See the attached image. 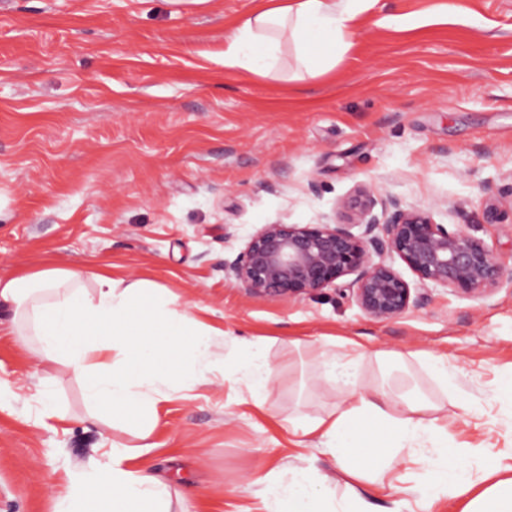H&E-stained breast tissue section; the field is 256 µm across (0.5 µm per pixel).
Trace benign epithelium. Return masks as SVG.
Returning a JSON list of instances; mask_svg holds the SVG:
<instances>
[{
    "label": "benign epithelium",
    "mask_w": 512,
    "mask_h": 512,
    "mask_svg": "<svg viewBox=\"0 0 512 512\" xmlns=\"http://www.w3.org/2000/svg\"><path fill=\"white\" fill-rule=\"evenodd\" d=\"M508 197L512 186L488 189V221L498 219ZM343 209L339 224L263 225L234 260L224 262V274L258 299L334 286L377 321L397 319L425 302V295L386 262L388 254L396 255L422 288L440 286L486 298L504 283L512 284V268L458 224H436L426 211L407 209L392 196L379 201L363 190ZM355 227L360 232H353ZM348 276L351 281L341 282Z\"/></svg>",
    "instance_id": "7a95c632"
}]
</instances>
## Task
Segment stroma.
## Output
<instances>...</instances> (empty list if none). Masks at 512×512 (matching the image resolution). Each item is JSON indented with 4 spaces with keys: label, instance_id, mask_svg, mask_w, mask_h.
Masks as SVG:
<instances>
[{
    "label": "stroma",
    "instance_id": "stroma-1",
    "mask_svg": "<svg viewBox=\"0 0 512 512\" xmlns=\"http://www.w3.org/2000/svg\"><path fill=\"white\" fill-rule=\"evenodd\" d=\"M270 0H0V271L84 265L168 289L175 308L218 329L214 381L159 403L142 463L190 512H262L259 475L319 470L336 498L389 512L431 460H396L383 483L337 470L295 435L346 386L312 351L364 358L361 384L424 391L448 444L481 476L512 465V290L485 299L428 286L393 321L366 317L334 288L249 297L224 274L266 224H332L357 189L460 224L512 263V219L487 223L485 189L512 183V0H377L330 71L296 78L291 45L271 79L224 66L227 37ZM407 15L405 26L384 25ZM0 310V512H54L52 481L130 430L89 418L83 384L57 369L45 418L37 359ZM263 342L274 381L255 404L235 366ZM401 354L386 367L376 354ZM448 361L440 391L418 355ZM482 404L453 415L458 397Z\"/></svg>",
    "mask_w": 512,
    "mask_h": 512
}]
</instances>
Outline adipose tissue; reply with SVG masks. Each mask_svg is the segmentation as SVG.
Listing matches in <instances>:
<instances>
[{"label":"adipose tissue","mask_w":512,"mask_h":512,"mask_svg":"<svg viewBox=\"0 0 512 512\" xmlns=\"http://www.w3.org/2000/svg\"><path fill=\"white\" fill-rule=\"evenodd\" d=\"M373 0H286L247 18L230 37L224 66L263 76L278 72L276 32L288 27L309 74L335 65L347 37ZM165 288L140 280L130 283L109 272L85 268H45L34 273L0 275V307L10 308L21 335H33L41 367L39 384L54 385L55 367L66 368L86 384L90 417L108 424L134 423L140 453L153 447L157 405L175 383L192 388L208 383L213 331L188 313L172 309ZM191 352L194 362L182 372L171 367L174 352ZM360 355L326 360L327 376L349 391L335 411L300 420L294 430L316 437L340 470L357 471L367 483L397 455L412 459L425 448L438 449L436 471L422 497L465 499L463 512H512V476L502 466L485 470L481 492L459 465L458 449L436 421H425L430 401L421 395L390 397L383 387L357 382ZM121 443L112 444L107 461H93L70 473L55 512H172V493L163 482L134 464ZM270 495L267 512H381L365 498L336 500V481L305 470L263 476Z\"/></svg>","instance_id":"ef3b65f1"}]
</instances>
